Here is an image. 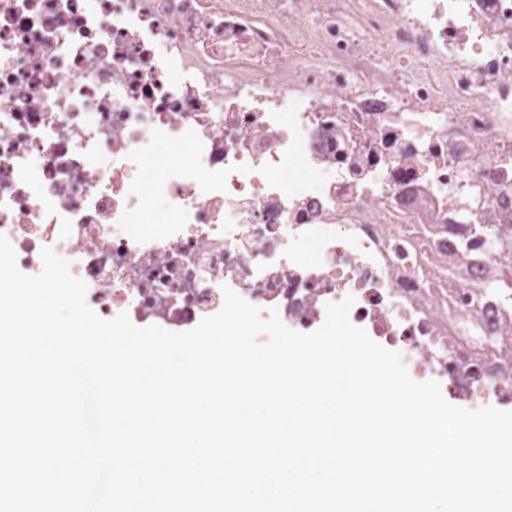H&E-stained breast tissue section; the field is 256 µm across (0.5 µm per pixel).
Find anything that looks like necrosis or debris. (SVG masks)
Instances as JSON below:
<instances>
[{
  "label": "necrosis or debris",
  "mask_w": 512,
  "mask_h": 512,
  "mask_svg": "<svg viewBox=\"0 0 512 512\" xmlns=\"http://www.w3.org/2000/svg\"><path fill=\"white\" fill-rule=\"evenodd\" d=\"M160 140L188 152L146 176ZM484 224L512 225V0H0V234L103 318L184 332L227 286L311 332L351 295L415 381L506 405Z\"/></svg>",
  "instance_id": "4bbe7bcc"
}]
</instances>
